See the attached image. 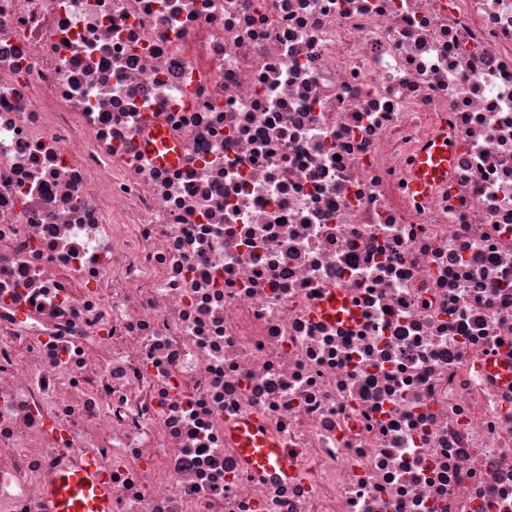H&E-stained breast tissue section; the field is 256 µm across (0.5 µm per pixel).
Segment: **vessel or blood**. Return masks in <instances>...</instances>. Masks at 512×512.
Returning <instances> with one entry per match:
<instances>
[{
    "mask_svg": "<svg viewBox=\"0 0 512 512\" xmlns=\"http://www.w3.org/2000/svg\"><path fill=\"white\" fill-rule=\"evenodd\" d=\"M453 146L445 137H437L413 164V191L426 193L435 183L447 178ZM320 314L333 321L352 323L356 311L344 296L327 297L319 308ZM231 435L246 466L255 472L287 471V449L258 423L246 422L234 428ZM46 502L49 512H112V495L93 466L64 470L48 481Z\"/></svg>",
    "mask_w": 512,
    "mask_h": 512,
    "instance_id": "obj_1",
    "label": "vessel or blood"
}]
</instances>
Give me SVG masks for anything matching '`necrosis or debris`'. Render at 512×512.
I'll return each instance as SVG.
<instances>
[{"mask_svg":"<svg viewBox=\"0 0 512 512\" xmlns=\"http://www.w3.org/2000/svg\"><path fill=\"white\" fill-rule=\"evenodd\" d=\"M511 366L512 0H0V512H512ZM447 134L432 141L421 151L413 164L414 179L411 189L421 194L426 193L435 183L448 177V167L452 158L453 146L446 143ZM320 314L333 321L352 323L356 317V311L346 302L345 297L337 294L327 297L319 308ZM246 466L254 471L279 470L288 475V450L258 423L246 422L231 431ZM46 502L50 512H112L109 487L92 465L54 474Z\"/></svg>","mask_w":512,"mask_h":512,"instance_id":"1","label":"necrosis or debris"}]
</instances>
